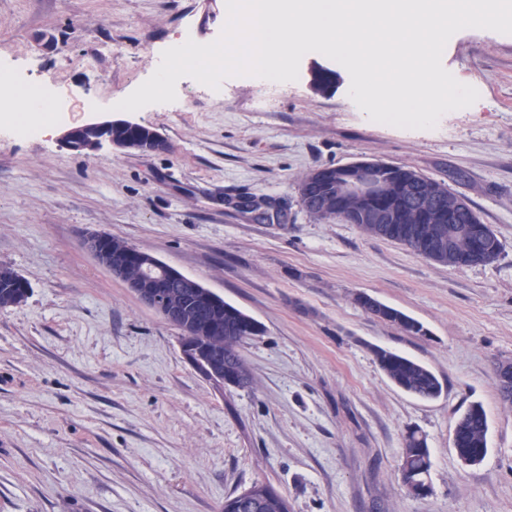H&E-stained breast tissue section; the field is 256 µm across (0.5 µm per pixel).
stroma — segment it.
Masks as SVG:
<instances>
[{
  "mask_svg": "<svg viewBox=\"0 0 512 512\" xmlns=\"http://www.w3.org/2000/svg\"><path fill=\"white\" fill-rule=\"evenodd\" d=\"M225 0H0V70L58 95L57 132L0 122V266L30 284L0 308V512H224L256 483L289 512H512V35L468 28L442 65L478 100L430 130L370 120L346 68L304 55L296 81H178L175 102L132 112L165 151L61 147L58 133L132 93L172 40L206 44ZM337 68L321 94L314 66ZM368 160L413 169L466 197L503 245L456 269L300 205V178ZM273 200L284 222L235 202ZM100 232L199 281L263 327L241 354L248 388H215L181 332L86 249ZM421 323L418 336L354 300ZM413 358L444 384L435 400L396 387L372 352ZM474 403L488 453L469 466L453 431ZM431 451L429 492L406 495L409 432Z\"/></svg>",
  "mask_w": 512,
  "mask_h": 512,
  "instance_id": "stroma-1",
  "label": "stroma"
}]
</instances>
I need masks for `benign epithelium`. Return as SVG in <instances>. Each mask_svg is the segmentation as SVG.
Instances as JSON below:
<instances>
[{"instance_id": "1", "label": "benign epithelium", "mask_w": 512, "mask_h": 512, "mask_svg": "<svg viewBox=\"0 0 512 512\" xmlns=\"http://www.w3.org/2000/svg\"><path fill=\"white\" fill-rule=\"evenodd\" d=\"M117 126L137 129L141 124L108 114L81 126L65 129L59 137V142L63 148L80 153L95 152L106 143L120 149L136 148L143 152L167 149L165 138L155 129L151 130L150 139L143 147L129 142L119 143L112 137V128ZM422 180L423 176L419 174L409 178L398 176L391 166L383 162L362 161L313 170L299 189V197L303 198L315 192L323 196V207L338 215L350 213L363 224H392L397 215L402 213L399 200L405 189ZM441 197L442 189L438 188L422 195L418 200L416 213L419 226L414 229V237L424 253H432L434 246L444 245L439 225L455 224L460 216L472 213L467 198L457 196L451 205L444 209L439 204ZM469 235L478 250L485 249L489 244L490 234L480 224L471 227ZM86 245L100 264L122 279L148 306L160 307L164 300L165 288L170 281L177 282L179 287L184 289L186 300L196 299L201 284L169 265L155 262V265L162 266L165 275L145 288L143 284L148 282V279L126 274L127 263L124 256H112L110 239L91 236L87 239ZM201 366L208 377L220 383L225 382L224 361L220 357L214 356L202 362Z\"/></svg>"}]
</instances>
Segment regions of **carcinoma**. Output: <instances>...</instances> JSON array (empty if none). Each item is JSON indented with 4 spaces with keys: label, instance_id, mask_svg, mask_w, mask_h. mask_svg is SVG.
I'll list each match as a JSON object with an SVG mask.
<instances>
[{
    "label": "carcinoma",
    "instance_id": "obj_1",
    "mask_svg": "<svg viewBox=\"0 0 512 512\" xmlns=\"http://www.w3.org/2000/svg\"><path fill=\"white\" fill-rule=\"evenodd\" d=\"M337 73L329 69H321L315 75L317 91L326 92L335 87ZM468 220L451 225L454 253L441 257L442 264L454 265L457 261L468 262L472 266L485 265L495 261L502 251L498 238H493L491 250L475 254L472 252L470 237L467 232ZM359 228L366 234L377 238L400 242L415 253H420L416 241L412 238V224H361ZM6 275L0 278V308L17 305L25 300L29 288L21 283L20 276H12L14 270L4 267ZM365 311L374 317L394 324L401 330L413 335H426L419 322L401 311L375 301L365 307ZM186 316L194 319L198 325L214 324V338L202 343L190 341L181 346L192 347L198 351L195 360L208 358V355L219 352L224 357V370L237 380V385L246 387L252 384L239 347L242 342L263 333L262 325L241 309L224 301V298L208 288H203L197 303L188 308ZM374 356L386 376L403 391L421 399H435L443 391L438 377L423 364L399 353L375 346ZM457 447L462 453L477 454L487 448L488 421L487 415L480 404H473L461 415L456 423ZM401 473L404 488L421 478L427 479L431 468V453L426 439L412 431L407 435L406 446L401 459ZM263 492L236 512H288L286 499L268 485H262Z\"/></svg>",
    "mask_w": 512,
    "mask_h": 512
}]
</instances>
